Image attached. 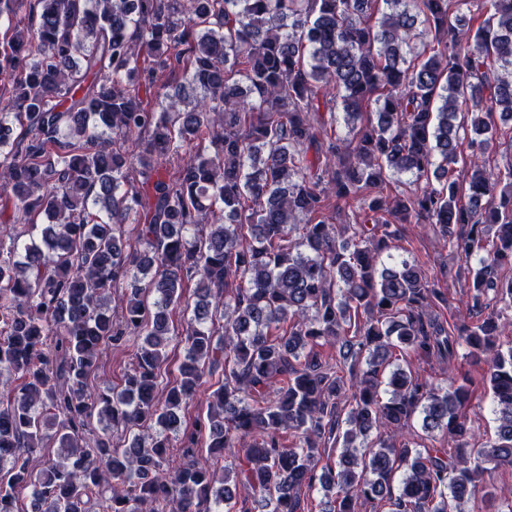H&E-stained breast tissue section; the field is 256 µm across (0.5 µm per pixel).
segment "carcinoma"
Listing matches in <instances>:
<instances>
[{
    "instance_id": "1",
    "label": "carcinoma",
    "mask_w": 512,
    "mask_h": 512,
    "mask_svg": "<svg viewBox=\"0 0 512 512\" xmlns=\"http://www.w3.org/2000/svg\"><path fill=\"white\" fill-rule=\"evenodd\" d=\"M467 2L0 0L30 16L0 39V196L36 233L0 243V512H311L318 487L320 512H467L484 464L512 468V158L489 161L512 123V0L449 19ZM339 119L350 135L328 134ZM403 175L410 193H386ZM406 224L467 273L450 321L427 267L382 259ZM131 337L120 383L90 386ZM461 354L491 392L480 445ZM415 418L453 452L413 446ZM484 498L512 512L511 490Z\"/></svg>"
}]
</instances>
